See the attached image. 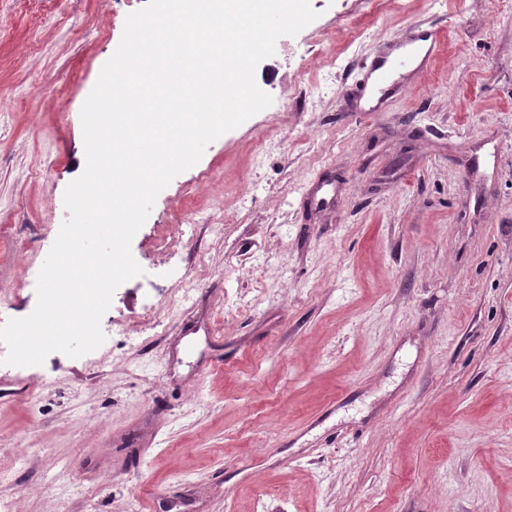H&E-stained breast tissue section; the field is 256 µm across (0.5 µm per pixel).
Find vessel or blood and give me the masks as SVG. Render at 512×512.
Returning <instances> with one entry per match:
<instances>
[{
  "mask_svg": "<svg viewBox=\"0 0 512 512\" xmlns=\"http://www.w3.org/2000/svg\"><path fill=\"white\" fill-rule=\"evenodd\" d=\"M438 47L437 33L424 29L401 38L389 54L362 59L361 68L373 77L371 84L364 87L365 94L382 100L396 93L403 85L408 68L415 64L427 66Z\"/></svg>",
  "mask_w": 512,
  "mask_h": 512,
  "instance_id": "b4317fda",
  "label": "vessel or blood"
}]
</instances>
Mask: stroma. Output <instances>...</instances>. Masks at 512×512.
<instances>
[{
  "instance_id": "obj_1",
  "label": "stroma",
  "mask_w": 512,
  "mask_h": 512,
  "mask_svg": "<svg viewBox=\"0 0 512 512\" xmlns=\"http://www.w3.org/2000/svg\"><path fill=\"white\" fill-rule=\"evenodd\" d=\"M146 3L0 0V325L35 309ZM309 3L255 69L271 105L157 196L105 341L28 367L0 342L13 512H512V0ZM430 27L366 111L360 59Z\"/></svg>"
}]
</instances>
